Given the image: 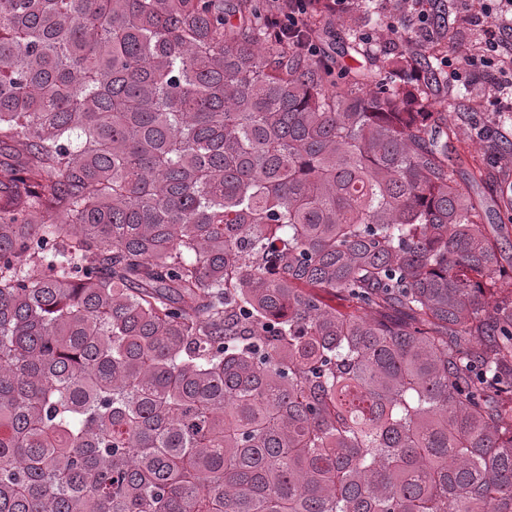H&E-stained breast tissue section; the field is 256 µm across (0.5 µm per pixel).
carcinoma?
Segmentation results:
<instances>
[{
	"mask_svg": "<svg viewBox=\"0 0 512 512\" xmlns=\"http://www.w3.org/2000/svg\"><path fill=\"white\" fill-rule=\"evenodd\" d=\"M265 14L0 0V512H512V184Z\"/></svg>",
	"mask_w": 512,
	"mask_h": 512,
	"instance_id": "1",
	"label": "carcinoma"
}]
</instances>
